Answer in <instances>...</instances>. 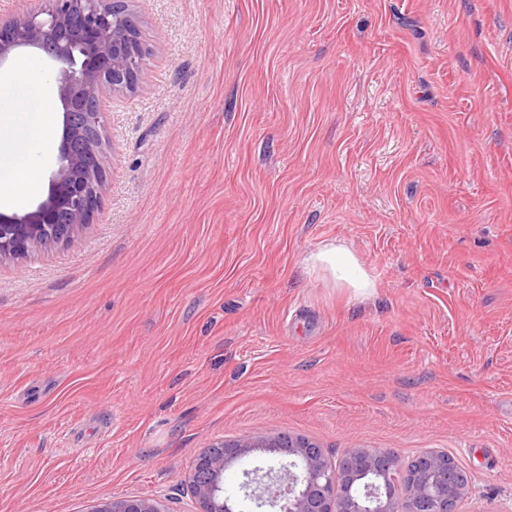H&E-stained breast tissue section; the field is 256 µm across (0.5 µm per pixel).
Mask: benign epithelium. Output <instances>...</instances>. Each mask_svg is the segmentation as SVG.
Instances as JSON below:
<instances>
[{
	"mask_svg": "<svg viewBox=\"0 0 512 512\" xmlns=\"http://www.w3.org/2000/svg\"><path fill=\"white\" fill-rule=\"evenodd\" d=\"M40 5L0 13V64L19 49L52 65V106L62 114L56 165L44 198L30 210L0 211V262L25 258L54 244L64 225L72 241L94 223L103 206L109 163L105 108L114 96L141 82V33L134 0H39ZM260 452L269 465L242 470V489L264 512H398L388 478L406 482L403 512H455L467 484L446 457L424 453L420 468L406 472L390 448H349L339 464L302 439L270 435L232 443L217 441L194 456L189 479L197 512H241L224 495V473ZM81 512H166L152 496L97 498Z\"/></svg>",
	"mask_w": 512,
	"mask_h": 512,
	"instance_id": "7a95c632",
	"label": "benign epithelium"
}]
</instances>
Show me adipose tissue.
<instances>
[{
	"mask_svg": "<svg viewBox=\"0 0 512 512\" xmlns=\"http://www.w3.org/2000/svg\"><path fill=\"white\" fill-rule=\"evenodd\" d=\"M25 111L24 104H17L11 111L0 114V152L14 154L15 164L0 169V203H17L24 193L19 185V173H26L29 182H37L40 171L30 156L18 150L10 136L13 125ZM309 270L325 276L333 287L349 290L353 296L371 295L377 282L364 268L359 256L346 243L334 240L323 243L301 259Z\"/></svg>",
	"mask_w": 512,
	"mask_h": 512,
	"instance_id": "ef3b65f1",
	"label": "adipose tissue"
}]
</instances>
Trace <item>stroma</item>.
Wrapping results in <instances>:
<instances>
[{
  "mask_svg": "<svg viewBox=\"0 0 512 512\" xmlns=\"http://www.w3.org/2000/svg\"><path fill=\"white\" fill-rule=\"evenodd\" d=\"M103 208L0 264V512H196L211 443L447 454L512 512V0H136ZM0 113L47 192L44 68ZM340 240L378 288L301 263ZM88 502L81 512H168L162 501L152 496L97 498Z\"/></svg>",
  "mask_w": 512,
  "mask_h": 512,
  "instance_id": "35a3bbf8",
  "label": "stroma"
}]
</instances>
